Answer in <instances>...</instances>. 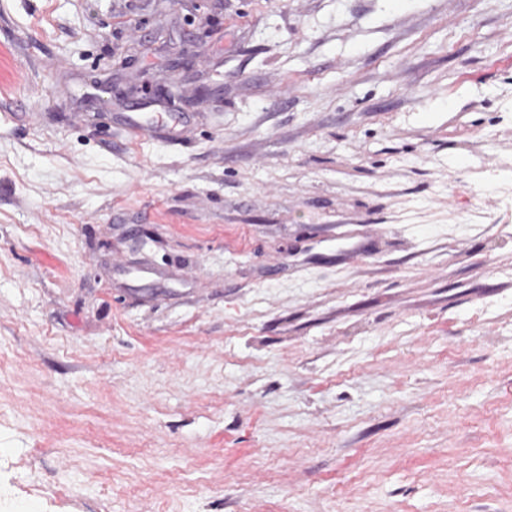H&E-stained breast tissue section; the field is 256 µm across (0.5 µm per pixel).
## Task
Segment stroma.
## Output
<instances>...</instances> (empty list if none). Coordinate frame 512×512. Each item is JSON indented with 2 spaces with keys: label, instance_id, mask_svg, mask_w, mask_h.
<instances>
[{
  "label": "stroma",
  "instance_id": "1",
  "mask_svg": "<svg viewBox=\"0 0 512 512\" xmlns=\"http://www.w3.org/2000/svg\"><path fill=\"white\" fill-rule=\"evenodd\" d=\"M0 512H512V0H0Z\"/></svg>",
  "mask_w": 512,
  "mask_h": 512
}]
</instances>
